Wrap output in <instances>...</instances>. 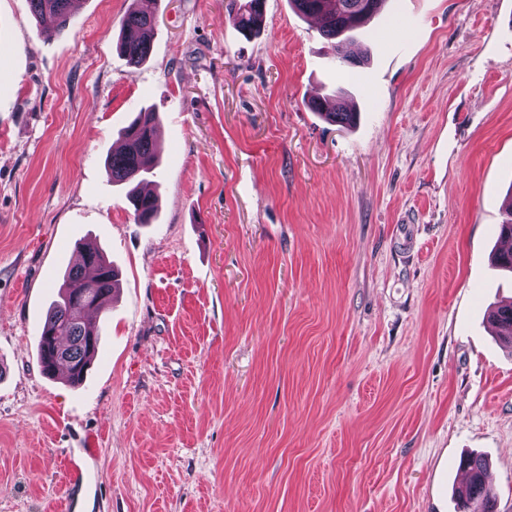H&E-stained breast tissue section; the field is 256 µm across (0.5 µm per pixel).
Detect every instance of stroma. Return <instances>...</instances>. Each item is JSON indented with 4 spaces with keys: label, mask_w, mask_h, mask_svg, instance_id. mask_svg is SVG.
Listing matches in <instances>:
<instances>
[{
    "label": "stroma",
    "mask_w": 512,
    "mask_h": 512,
    "mask_svg": "<svg viewBox=\"0 0 512 512\" xmlns=\"http://www.w3.org/2000/svg\"><path fill=\"white\" fill-rule=\"evenodd\" d=\"M125 0L48 38L0 0V512H456L463 454L512 512V303L493 268L512 204V0H389L345 35L265 0H152L130 69ZM342 94L356 125L314 112ZM159 115L160 210L136 223L106 159ZM119 291L77 387L38 329L73 249ZM144 0H131L122 18V27L131 33L119 43V50L131 68H138L151 53L156 38V22L144 7ZM264 0H224V10L234 25L244 33H255L263 21ZM492 324L497 329V336L506 344L512 345V306H502L492 312Z\"/></svg>",
    "instance_id": "stroma-1"
}]
</instances>
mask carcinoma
Masks as SVG:
<instances>
[{
  "label": "carcinoma",
  "instance_id": "carcinoma-1",
  "mask_svg": "<svg viewBox=\"0 0 512 512\" xmlns=\"http://www.w3.org/2000/svg\"><path fill=\"white\" fill-rule=\"evenodd\" d=\"M73 0H30L33 14L55 18V27L47 33L52 37L72 27ZM303 15L322 19V32L330 40L329 50L339 65H355L345 53L337 37L357 26L367 24L379 14L388 0H290ZM144 0H130L122 18L123 29L130 35L119 43V50L127 64L138 68L151 53L156 38V22L144 7ZM264 0H224V10L234 25L244 33L260 30L263 21ZM312 109L334 123L350 125L357 119L353 106L338 96L333 104L327 100L312 101ZM156 113L141 109L130 124L119 132L123 147L106 159L112 182L128 185L127 199L134 218L140 224H150L158 213V195L142 190L154 174L157 164L155 144ZM118 282V271L100 249H88L81 261L65 273L56 298L50 304L38 341V362L43 374L52 377L62 371L67 382L78 386L84 381L92 359L99 351V327L89 322L86 315L99 311L112 299ZM497 336L512 345V306H502L491 314ZM460 468L465 471L466 483L455 490L459 512H467L470 502L478 500L482 512H497V502L485 481L486 461L475 455L464 457Z\"/></svg>",
  "mask_w": 512,
  "mask_h": 512
}]
</instances>
